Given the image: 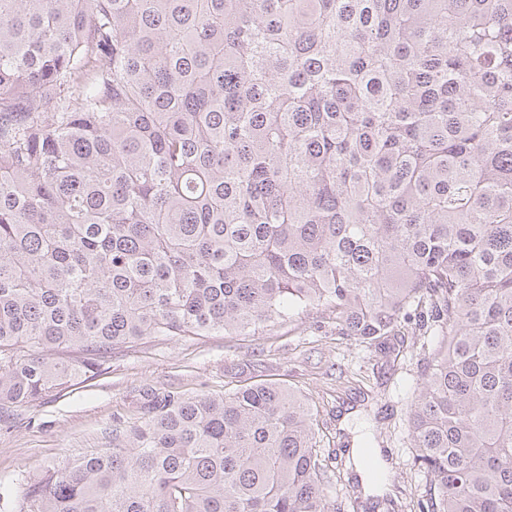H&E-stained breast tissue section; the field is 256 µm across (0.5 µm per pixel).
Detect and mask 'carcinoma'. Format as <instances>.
Returning a JSON list of instances; mask_svg holds the SVG:
<instances>
[{
  "mask_svg": "<svg viewBox=\"0 0 512 512\" xmlns=\"http://www.w3.org/2000/svg\"><path fill=\"white\" fill-rule=\"evenodd\" d=\"M307 307L431 339L382 512H512V0H0V409ZM316 429L148 389L19 512H345Z\"/></svg>",
  "mask_w": 512,
  "mask_h": 512,
  "instance_id": "cac0c4a2",
  "label": "carcinoma"
}]
</instances>
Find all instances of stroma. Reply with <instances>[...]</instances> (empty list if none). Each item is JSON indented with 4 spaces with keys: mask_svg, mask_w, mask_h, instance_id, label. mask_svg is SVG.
<instances>
[{
    "mask_svg": "<svg viewBox=\"0 0 512 512\" xmlns=\"http://www.w3.org/2000/svg\"><path fill=\"white\" fill-rule=\"evenodd\" d=\"M322 316L319 310L299 314L256 336H148L116 347L97 374L0 414V512H19L25 484L49 467L108 447L114 419L137 415L143 388L218 397L244 383L246 376L237 373L243 365L250 375L300 390L318 409V446L329 470L341 473L333 490L356 497L359 512H373L385 495L419 498L427 479L412 462L407 422L418 353L394 367L382 354L320 327ZM365 439L382 445L387 475L370 491L337 460L343 448Z\"/></svg>",
    "mask_w": 512,
    "mask_h": 512,
    "instance_id": "1",
    "label": "stroma"
}]
</instances>
